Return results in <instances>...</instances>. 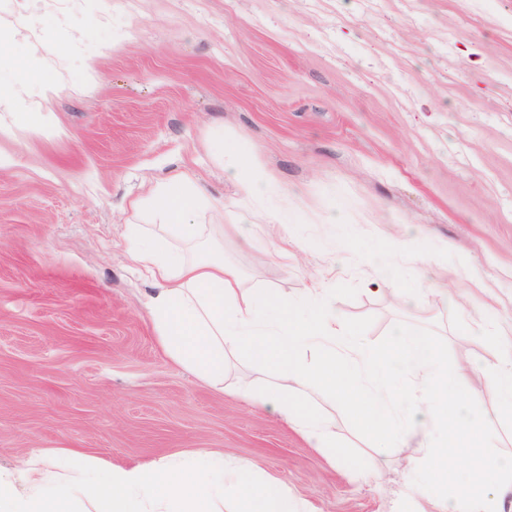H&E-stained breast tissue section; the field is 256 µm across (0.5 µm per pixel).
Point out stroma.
<instances>
[{"label":"stroma","mask_w":512,"mask_h":512,"mask_svg":"<svg viewBox=\"0 0 512 512\" xmlns=\"http://www.w3.org/2000/svg\"><path fill=\"white\" fill-rule=\"evenodd\" d=\"M30 69L64 88H30L50 126L35 114L0 135V469L32 448L125 468L217 450L306 512H416L402 455L373 471L340 407L335 466L272 408L175 363L122 231L140 221L131 199L188 170L227 212L253 213L251 246L224 236L245 287L297 295L322 278L373 347L419 327L449 374L491 360L478 323L512 321V0H0V95ZM217 122L238 176L207 142ZM278 209L304 217L285 260L267 228ZM430 267L467 316L435 293L400 305Z\"/></svg>","instance_id":"stroma-1"}]
</instances>
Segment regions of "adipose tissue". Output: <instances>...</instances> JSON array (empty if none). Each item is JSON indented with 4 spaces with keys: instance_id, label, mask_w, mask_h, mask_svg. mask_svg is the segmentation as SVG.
I'll use <instances>...</instances> for the list:
<instances>
[{
    "instance_id": "adipose-tissue-1",
    "label": "adipose tissue",
    "mask_w": 512,
    "mask_h": 512,
    "mask_svg": "<svg viewBox=\"0 0 512 512\" xmlns=\"http://www.w3.org/2000/svg\"><path fill=\"white\" fill-rule=\"evenodd\" d=\"M209 206L180 170L133 202L143 221L125 227L129 257L153 285L148 310L169 356L216 385L232 358L247 357L268 377L239 376L229 393L276 410L310 447L337 448L336 419L323 406L334 398L370 432L376 453L405 456L409 496L438 498L439 512H504L512 455L493 449L512 415V336L495 322L480 326L493 359L473 368L478 386L462 394L463 377H449L425 330H395L373 349L350 333L321 284L297 296L244 287L223 249L204 244Z\"/></svg>"
}]
</instances>
